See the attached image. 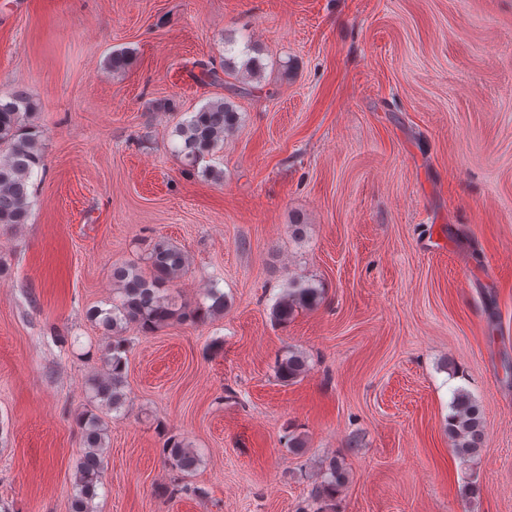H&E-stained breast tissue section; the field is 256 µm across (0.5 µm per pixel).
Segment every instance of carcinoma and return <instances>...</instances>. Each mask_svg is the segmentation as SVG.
Here are the masks:
<instances>
[{"mask_svg":"<svg viewBox=\"0 0 512 512\" xmlns=\"http://www.w3.org/2000/svg\"><path fill=\"white\" fill-rule=\"evenodd\" d=\"M35 109V104L24 93L0 98V225L26 224L30 219V186L32 178L42 167L43 153L39 136L23 126L24 117ZM238 113L233 105L222 99L212 101L175 128L180 148L177 152L191 160L214 153L224 143L226 133L233 130ZM188 269L185 255L172 243L159 239L152 245L148 271L136 264H126L114 270L119 286V299L106 310L95 309L91 317L112 332V343L103 356L105 375L92 382L95 400L108 412H118L126 404L125 393V339L119 332L126 325H135L144 334L167 325L173 320L198 322L212 314L224 312V293L209 288L211 304L193 311H185L165 294L167 286L180 280ZM317 289L293 278L272 310L274 320L284 322L295 308L312 305ZM306 370L305 359L294 352L278 362V377L284 381L299 378ZM82 430V452L76 466L70 512H94V500L104 473L106 426L102 417L91 411L78 419ZM484 434V417L472 396L458 390L452 400L448 416V439L457 458L465 463L478 456ZM162 454L170 470L185 475L200 461V453L175 436L165 439ZM339 468L329 463L326 477L311 492L312 499L336 493L340 486Z\"/></svg>","mask_w":512,"mask_h":512,"instance_id":"obj_1","label":"carcinoma"}]
</instances>
